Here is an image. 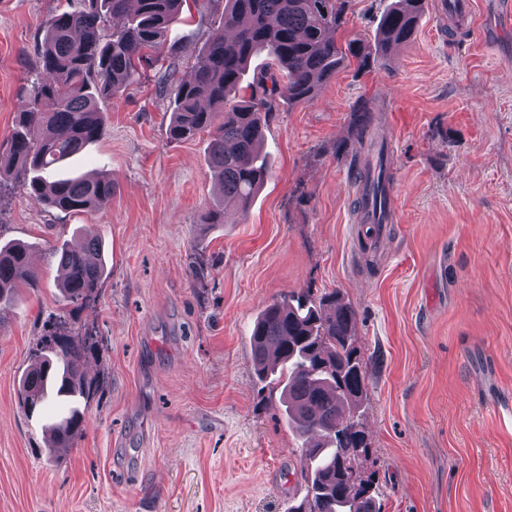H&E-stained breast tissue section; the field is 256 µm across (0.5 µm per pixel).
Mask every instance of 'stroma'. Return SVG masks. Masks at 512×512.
Instances as JSON below:
<instances>
[{
  "label": "stroma",
  "mask_w": 512,
  "mask_h": 512,
  "mask_svg": "<svg viewBox=\"0 0 512 512\" xmlns=\"http://www.w3.org/2000/svg\"><path fill=\"white\" fill-rule=\"evenodd\" d=\"M391 2L351 0L337 45L374 52ZM460 2L427 0L385 64L346 60L313 102L278 103L270 176L242 223H204L218 195L209 137L168 142L173 99L150 75L103 103L105 134L64 167L110 174L106 204L61 212L0 186V242L28 245L40 272L0 319V512H288L305 495L302 442L248 336L266 306L306 292L356 311L380 512H512V26L471 0L482 25L463 29ZM83 7L0 0V141L42 24ZM221 16L173 22L180 78ZM362 105L390 157L381 245L357 211ZM83 228L100 234L107 276L73 303L55 252ZM54 327L101 342L84 432L57 463L19 395Z\"/></svg>",
  "instance_id": "stroma-1"
}]
</instances>
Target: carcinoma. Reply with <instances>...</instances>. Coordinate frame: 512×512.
<instances>
[{"mask_svg": "<svg viewBox=\"0 0 512 512\" xmlns=\"http://www.w3.org/2000/svg\"><path fill=\"white\" fill-rule=\"evenodd\" d=\"M80 11H62L42 27L37 54L40 76L19 100L14 127L0 144V177L19 183L34 202L63 212H89L112 198L107 174L53 177L54 170L100 139L108 116L101 103L141 78L143 61L166 41L169 25L187 0H84ZM200 12L224 5L223 23L208 37L192 65L193 77L176 82L174 50L157 56L160 91L175 87L168 140L181 142L208 133V162L221 195L207 215L209 224H227L246 213L268 177L262 151L267 118L282 98L290 104L312 101L344 62L331 33L344 24L350 0H192ZM425 0H396L379 33L380 58L408 42ZM117 26L107 33V23ZM264 52L285 72L277 85L262 74L242 82L248 62ZM363 193L358 208L387 212L383 164H355ZM28 247L0 243V313L18 289H33L38 272ZM61 292L72 302L95 296L105 273L102 239L86 235L56 252ZM356 312L331 294L315 300L290 295L267 306L255 320L249 342L259 380L281 387L282 406L305 448L306 494L289 512H380L372 481L357 486L344 478L342 457L350 448H367L357 410L365 371L355 343ZM49 337L31 353L34 365L22 378L20 397L27 415L39 413L49 398L69 404L48 426L49 448L61 455L84 431L81 401L93 383L82 374L92 345L67 341L51 369L44 368Z\"/></svg>", "mask_w": 512, "mask_h": 512, "instance_id": "1", "label": "carcinoma"}]
</instances>
